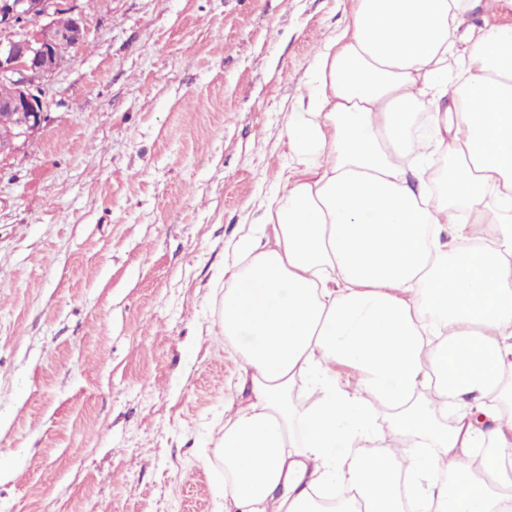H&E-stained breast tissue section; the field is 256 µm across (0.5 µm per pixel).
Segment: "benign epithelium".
<instances>
[{"label":"benign epithelium","instance_id":"benign-epithelium-1","mask_svg":"<svg viewBox=\"0 0 512 512\" xmlns=\"http://www.w3.org/2000/svg\"><path fill=\"white\" fill-rule=\"evenodd\" d=\"M59 0H0V109L12 117L0 134V162L14 156L49 121L37 80L56 69L54 49L78 44L86 28L76 6L71 21L57 22Z\"/></svg>","mask_w":512,"mask_h":512}]
</instances>
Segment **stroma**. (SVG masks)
Here are the masks:
<instances>
[{
    "instance_id": "1",
    "label": "stroma",
    "mask_w": 512,
    "mask_h": 512,
    "mask_svg": "<svg viewBox=\"0 0 512 512\" xmlns=\"http://www.w3.org/2000/svg\"><path fill=\"white\" fill-rule=\"evenodd\" d=\"M49 124L0 163V512H214L228 243L350 0H77Z\"/></svg>"
}]
</instances>
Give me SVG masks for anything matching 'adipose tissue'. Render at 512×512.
Instances as JSON below:
<instances>
[{"mask_svg":"<svg viewBox=\"0 0 512 512\" xmlns=\"http://www.w3.org/2000/svg\"><path fill=\"white\" fill-rule=\"evenodd\" d=\"M482 4L351 0L319 47L299 177L224 267L217 512H512V25Z\"/></svg>","mask_w":512,"mask_h":512,"instance_id":"ef3b65f1","label":"adipose tissue"}]
</instances>
